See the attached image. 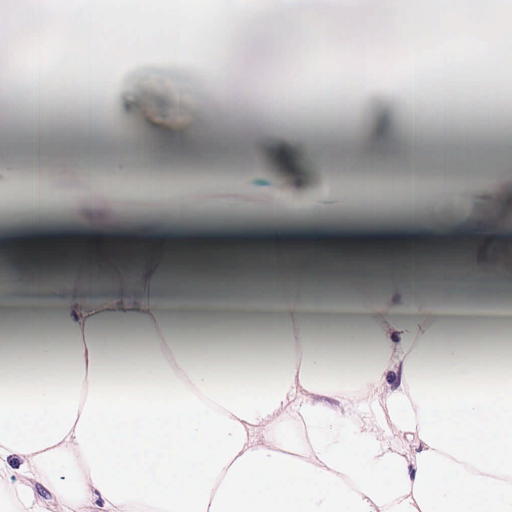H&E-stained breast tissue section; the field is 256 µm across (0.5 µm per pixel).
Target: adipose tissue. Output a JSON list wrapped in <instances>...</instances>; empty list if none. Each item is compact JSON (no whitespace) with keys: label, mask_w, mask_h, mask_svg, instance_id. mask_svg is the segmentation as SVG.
<instances>
[{"label":"adipose tissue","mask_w":512,"mask_h":512,"mask_svg":"<svg viewBox=\"0 0 512 512\" xmlns=\"http://www.w3.org/2000/svg\"><path fill=\"white\" fill-rule=\"evenodd\" d=\"M166 62L200 63L215 107L236 79L221 60L250 30L252 0L221 28L157 0ZM512 0H391L374 41L408 57L419 42L484 37L466 53L485 135L512 110ZM138 15L95 0L71 69L50 88L34 73L0 71V112L22 127L26 172L16 223L0 226V512H512V231L501 224H396L401 248H368L371 224H315L306 203L279 197L273 218L194 222L191 161L180 195L153 221L117 223L101 178L98 116L122 111L128 90L106 73L143 49L129 39L103 56L102 30L136 29ZM379 84L295 85L270 98L269 134L299 139L315 161L328 135L289 121L323 99L356 113ZM391 137L402 149L399 196L418 210L428 103L419 75L394 79ZM28 90L19 103L17 86ZM79 101L83 134L70 157L66 223L45 162L61 141L42 107L53 92ZM479 179L449 180L430 200L468 214L477 186L506 168L485 158ZM51 488L43 500L38 487Z\"/></svg>","instance_id":"adipose-tissue-1"}]
</instances>
